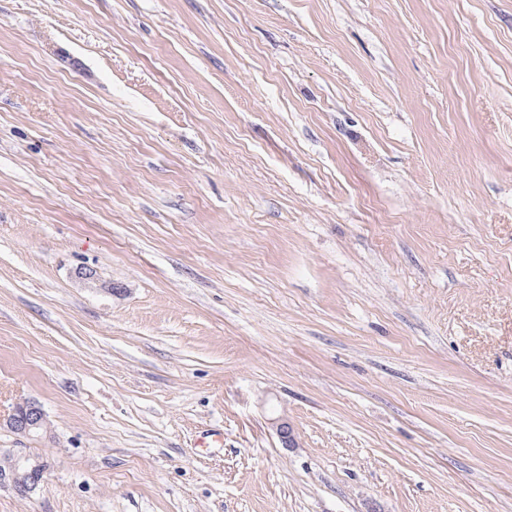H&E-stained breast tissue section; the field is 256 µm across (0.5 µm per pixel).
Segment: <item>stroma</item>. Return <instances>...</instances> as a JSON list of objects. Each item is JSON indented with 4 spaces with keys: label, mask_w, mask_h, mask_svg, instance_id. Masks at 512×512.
Here are the masks:
<instances>
[{
    "label": "stroma",
    "mask_w": 512,
    "mask_h": 512,
    "mask_svg": "<svg viewBox=\"0 0 512 512\" xmlns=\"http://www.w3.org/2000/svg\"><path fill=\"white\" fill-rule=\"evenodd\" d=\"M1 449L0 512H512V0H0ZM6 423L13 432L24 435L38 434L45 428L44 413L34 402L17 406ZM28 458L19 453L1 451L0 485L8 486L16 493L34 494L41 482L42 471L37 465H25Z\"/></svg>",
    "instance_id": "35a3bbf8"
}]
</instances>
